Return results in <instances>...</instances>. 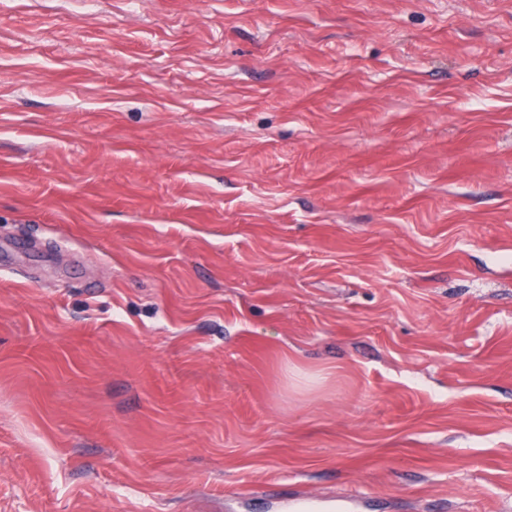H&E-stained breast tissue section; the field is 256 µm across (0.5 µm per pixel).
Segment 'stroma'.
<instances>
[{
  "mask_svg": "<svg viewBox=\"0 0 512 512\" xmlns=\"http://www.w3.org/2000/svg\"><path fill=\"white\" fill-rule=\"evenodd\" d=\"M512 512V0H0V512Z\"/></svg>",
  "mask_w": 512,
  "mask_h": 512,
  "instance_id": "1",
  "label": "stroma"
}]
</instances>
